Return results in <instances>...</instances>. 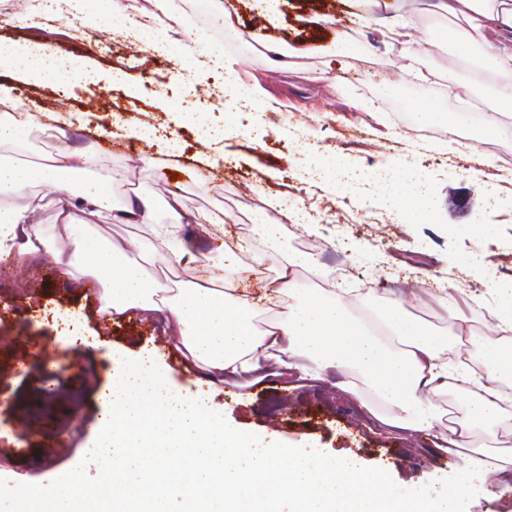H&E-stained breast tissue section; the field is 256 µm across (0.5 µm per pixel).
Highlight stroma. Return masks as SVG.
Here are the masks:
<instances>
[{
    "label": "stroma",
    "mask_w": 512,
    "mask_h": 512,
    "mask_svg": "<svg viewBox=\"0 0 512 512\" xmlns=\"http://www.w3.org/2000/svg\"><path fill=\"white\" fill-rule=\"evenodd\" d=\"M434 2L400 0L397 9L387 10L374 0H273L271 11L262 13L251 0H228L233 25L257 41L229 85L216 70L190 74L152 50L129 55L108 37L77 40L65 33L58 15L47 16L46 41L62 44L100 70L122 69L128 82L69 85L64 95L72 111L94 101L92 124L62 131L51 112L35 113L23 160L37 164L79 146L95 149L112 172L113 205L103 208L88 230L105 242L153 239L156 224L167 220L166 202L174 191L195 215L213 217L207 227L191 224L182 232L183 241L197 251L195 270L148 267V279L163 287L175 289L216 272L230 252L236 263L225 273L229 286L240 291L265 286L274 270L256 264L243 245L258 240V225L274 224L277 247L304 251L309 260L298 275L301 287L353 309L403 300L413 322L447 337L441 358L478 361L477 351L456 344L453 336L462 316L473 335L489 337V284L512 280V166H498L483 143L459 152L449 137L415 149L411 135L397 132L395 108L380 87L417 82L409 111L434 104L451 113L474 98L496 108L499 91L512 88V75L494 80L473 75L453 42L436 35ZM401 19L417 21L422 45L388 37L389 27ZM345 39L357 42L358 51L336 57L334 46ZM201 121L216 128L231 124L227 148L239 157L237 164L211 169L206 179L200 175L203 151L196 133ZM124 123L176 131L179 154L153 139H127L121 153L105 148L99 128ZM372 144L377 152H369ZM338 152L362 172L361 181L338 180L321 188L302 181L304 168L326 164ZM408 165L429 173L440 207L415 224L381 225L387 206L373 193L370 177ZM481 168L496 172L499 205L484 202ZM141 193L156 205L155 224L113 223V206ZM282 193L306 203L308 219L286 221L268 208V198ZM474 212L484 231L457 232ZM467 257L480 260L482 271L465 266ZM339 258L348 273L336 274ZM77 275L82 285L74 288L49 260L24 265L17 253L0 255L2 480L22 476L36 487L45 467L83 470L90 486L102 480L85 451L96 436L103 409L99 394L110 385L117 351H153L177 393L200 390L196 368L174 349L161 318L116 316L103 322L98 309L105 277H92L84 266ZM442 288L457 293V315H450L447 299L439 298ZM33 346L39 347L38 356L19 367L16 350ZM347 380L333 370L312 380L272 368L247 386L218 385L207 400L225 426L259 432L275 425L286 444L356 455L368 470L385 468L398 484L448 478V420L462 414L453 392L435 398L444 422L427 432L410 431L378 422ZM44 433L51 435L53 447H42Z\"/></svg>",
    "instance_id": "stroma-1"
}]
</instances>
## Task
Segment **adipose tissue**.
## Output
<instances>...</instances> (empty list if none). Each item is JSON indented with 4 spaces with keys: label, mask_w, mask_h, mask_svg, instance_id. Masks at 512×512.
<instances>
[{
    "label": "adipose tissue",
    "mask_w": 512,
    "mask_h": 512,
    "mask_svg": "<svg viewBox=\"0 0 512 512\" xmlns=\"http://www.w3.org/2000/svg\"><path fill=\"white\" fill-rule=\"evenodd\" d=\"M154 3L160 14L153 25L137 27L139 39L183 68L194 69L198 55L186 43L191 32L183 10L176 0ZM207 5L218 25L202 36V55L232 68L224 41L239 32L226 21L224 0H207ZM74 7L108 30L125 28L138 12L130 0H76ZM437 10L458 47H481L477 70L512 72V43L489 42L490 33L512 28V0H438ZM2 71L37 84L96 78L86 62L40 41L1 50ZM80 174L85 180L78 192H71ZM375 181L379 193L410 220L427 209L429 177L423 170L392 171L376 175ZM33 185L58 193L57 220L50 229L36 222L34 209L13 203ZM111 186V170L84 151H66L37 165L1 160L0 250L13 245L22 256L49 258L67 278L80 259L92 271L109 274L101 315H163L175 347L209 380L250 372L263 360L292 370L301 358L320 372L333 367L357 374L376 403L374 415L412 430L432 429L440 420L436 395L455 388L468 398L452 442L464 449L463 462L448 482L399 486L384 471L367 473L354 457L288 447L226 427L200 400L174 393L153 357L121 354L112 360L111 384L102 395L107 408L98 422L95 451L114 479L93 489L77 475L62 477L48 489L22 485L9 512H171L175 493L186 512H463L480 475L487 473L497 480V496L512 493V448L496 444L500 434H512V393L502 384L512 375V281L491 286L490 315L503 336L476 340L483 366L478 374L441 360L443 337L422 331L402 312L400 302L369 304L353 313L333 297L297 288L296 275L306 267V258L272 248L255 255L256 262L276 271L258 295L234 294L207 276L181 284L173 295L159 296L146 268L193 267L196 252L179 233L196 218L175 194L157 241H140L131 248L102 244L74 215L97 217ZM58 239L70 243V253L54 249ZM283 299L286 315L260 327L254 324L255 316ZM478 436L483 444H475Z\"/></svg>",
    "instance_id": "obj_1"
}]
</instances>
